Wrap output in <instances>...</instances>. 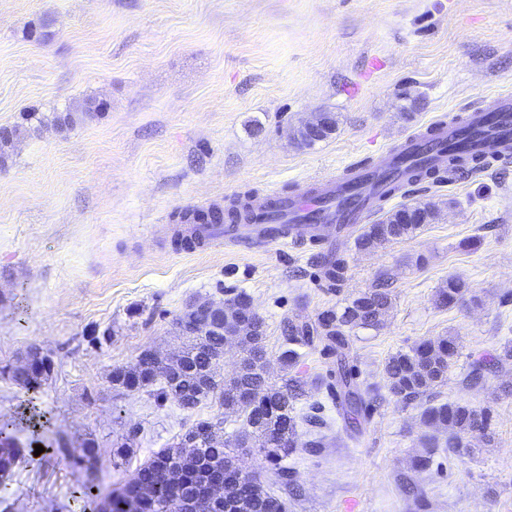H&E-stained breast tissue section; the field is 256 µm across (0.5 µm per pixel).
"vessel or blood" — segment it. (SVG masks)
I'll list each match as a JSON object with an SVG mask.
<instances>
[{
  "label": "vessel or blood",
  "mask_w": 512,
  "mask_h": 512,
  "mask_svg": "<svg viewBox=\"0 0 512 512\" xmlns=\"http://www.w3.org/2000/svg\"><path fill=\"white\" fill-rule=\"evenodd\" d=\"M473 129L478 131L482 147L500 150L502 158L512 159V94H497L489 103L474 107L462 121L445 128L443 138L451 143ZM419 140L416 134L406 137L404 156L385 153L377 169L352 163L339 176L305 193L290 198L270 195L255 201V223L193 225L185 234L184 250L192 253L211 243L296 246L321 234L328 225L359 224L373 214L375 202L394 199L396 191L385 175L397 162L411 163Z\"/></svg>",
  "instance_id": "vessel-or-blood-1"
}]
</instances>
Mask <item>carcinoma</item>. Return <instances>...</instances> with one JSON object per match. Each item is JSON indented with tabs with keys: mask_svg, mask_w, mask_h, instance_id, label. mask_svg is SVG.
Segmentation results:
<instances>
[{
	"mask_svg": "<svg viewBox=\"0 0 512 512\" xmlns=\"http://www.w3.org/2000/svg\"><path fill=\"white\" fill-rule=\"evenodd\" d=\"M97 100L87 98L74 110L56 117L69 127L94 111ZM486 151L466 152L448 149V164L434 160L414 166L400 175L403 182L434 183L444 181L443 167L466 174L485 165ZM440 208L433 201L418 202L389 210L371 224L358 230L355 247L369 251L381 244L408 239L428 224L434 223ZM250 198L236 199L225 209L224 218L231 224L252 221ZM320 270L330 282H340L347 273L345 259L336 254L320 257ZM471 286L460 277H450L436 290L435 301L441 308L451 309L465 297L471 296ZM231 309L224 310V318L211 314L194 315L186 311L176 321L177 330L194 327L193 334L183 336L179 361L163 364L142 351L135 362L112 371V385L118 388L155 389L157 396L172 397L185 410H193L202 402L214 398L224 412L242 418L238 432L224 440L222 447L212 444L207 436L199 435L194 448L184 447L185 439L196 433L207 421H198L179 434L178 442L154 453L139 464L131 481L112 491L116 500L136 502V512H190V501L199 486L210 479L224 480L226 499L237 512H286L280 497L267 491L263 482L254 477L239 476L232 470L233 456L229 449L258 448L271 460L286 456L298 447L313 448L314 442H299L298 427L305 424L318 427L324 423L321 416L296 413V385L279 386L269 381L266 370L264 321L240 292L228 299ZM392 305V291L385 283L359 293L348 300L341 311H326L314 322L290 320L284 327L287 336L279 360L285 367L294 365L299 357L297 345L320 342L336 354V398L339 405L359 414L365 397L359 392L350 368L345 363L346 350L354 330L380 327ZM248 323L253 332L237 336L240 325ZM234 341L242 349L243 363L229 379L218 378L217 357L224 351L226 341ZM458 346L452 337L424 340L406 350L391 355L385 362L384 372L389 392L404 404H417L423 408V424L448 433L437 448L448 449L458 456L472 452L473 438L480 436L490 441L487 417L484 411L468 404L435 402L434 390L448 382ZM0 374L26 391L36 392L35 385L44 376V370L30 366L8 370L0 367ZM13 423L0 421V477L10 475L20 463L21 449L14 446ZM99 450L84 446L73 455V464L92 474L98 469Z\"/></svg>",
	"mask_w": 512,
	"mask_h": 512,
	"instance_id": "cac0c4a2",
	"label": "carcinoma"
}]
</instances>
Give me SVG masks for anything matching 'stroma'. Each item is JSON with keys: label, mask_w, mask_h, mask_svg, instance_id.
<instances>
[{"label": "stroma", "mask_w": 512, "mask_h": 512, "mask_svg": "<svg viewBox=\"0 0 512 512\" xmlns=\"http://www.w3.org/2000/svg\"><path fill=\"white\" fill-rule=\"evenodd\" d=\"M504 91L512 0H0V127L18 129L0 166V366L34 344L54 359L32 398L0 375V419L24 456L0 479V512H97L192 424L220 415L232 435L240 421L216 401L185 411L110 382L143 350L179 351L173 323L191 301L232 291L264 320L270 378L297 379V412L315 407L326 420L301 427L305 447L282 461L300 497L272 483L257 449L237 454L287 512H512V358H500L512 345V161L391 200L440 203L436 223L411 239L366 253L328 231L348 265L337 286L309 242L177 246L183 209L301 190ZM88 97L105 110L58 130L54 116ZM30 108L39 121H22ZM325 110L337 133L297 145L292 129ZM451 276L474 302L436 305ZM383 280L393 293L384 325L351 338L349 366L376 395L353 427L331 394L335 354L302 346L284 368L282 327ZM439 336L455 338L458 356L438 401L489 410L492 440L461 457L438 449L420 469L432 431L420 407L390 394L384 364ZM478 361L494 369L468 384ZM88 439L101 455L93 478L68 458ZM123 442L132 454L117 466Z\"/></svg>", "instance_id": "1"}]
</instances>
